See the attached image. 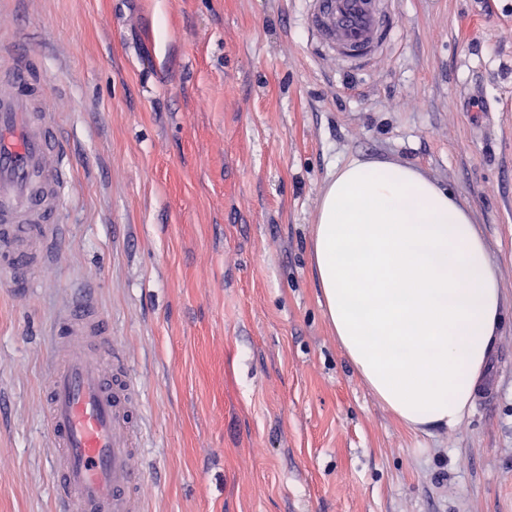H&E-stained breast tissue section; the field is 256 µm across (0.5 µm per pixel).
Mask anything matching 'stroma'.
I'll use <instances>...</instances> for the list:
<instances>
[{
  "instance_id": "35a3bbf8",
  "label": "stroma",
  "mask_w": 512,
  "mask_h": 512,
  "mask_svg": "<svg viewBox=\"0 0 512 512\" xmlns=\"http://www.w3.org/2000/svg\"><path fill=\"white\" fill-rule=\"evenodd\" d=\"M371 69L303 0H0L75 160L40 283L0 276V512H54L44 333L96 291L143 396L144 512H512V0H392ZM408 163L471 212L504 290L452 431L406 429L339 349L310 240L338 165Z\"/></svg>"
}]
</instances>
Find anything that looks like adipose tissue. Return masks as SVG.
<instances>
[{
    "instance_id": "ef3b65f1",
    "label": "adipose tissue",
    "mask_w": 512,
    "mask_h": 512,
    "mask_svg": "<svg viewBox=\"0 0 512 512\" xmlns=\"http://www.w3.org/2000/svg\"><path fill=\"white\" fill-rule=\"evenodd\" d=\"M310 263L326 320L371 394L416 431L469 413L503 320L469 211L416 167L351 160L320 198Z\"/></svg>"
}]
</instances>
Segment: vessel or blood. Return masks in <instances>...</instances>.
I'll return each instance as SVG.
<instances>
[{
	"label": "vessel or blood",
	"instance_id": "1",
	"mask_svg": "<svg viewBox=\"0 0 512 512\" xmlns=\"http://www.w3.org/2000/svg\"><path fill=\"white\" fill-rule=\"evenodd\" d=\"M390 0H306L316 56L367 67L389 47ZM0 76L15 90L0 97V268L30 284L65 237L60 218L75 169L57 132L38 56L0 41ZM42 392L57 512H142L144 413L124 350L79 293L48 337Z\"/></svg>",
	"mask_w": 512,
	"mask_h": 512
}]
</instances>
